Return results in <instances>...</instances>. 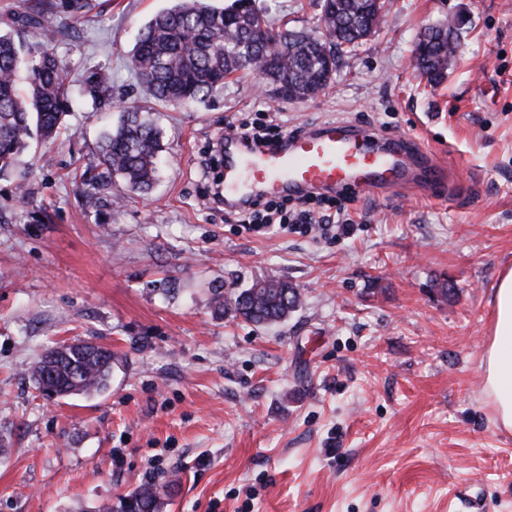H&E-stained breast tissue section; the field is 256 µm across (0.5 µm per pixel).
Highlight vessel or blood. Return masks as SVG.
<instances>
[{"mask_svg":"<svg viewBox=\"0 0 512 512\" xmlns=\"http://www.w3.org/2000/svg\"><path fill=\"white\" fill-rule=\"evenodd\" d=\"M408 185L447 187L440 161L408 137H386L369 127L325 122L267 145L224 142V201L239 204L276 195L301 196L314 190L351 186L373 196Z\"/></svg>","mask_w":512,"mask_h":512,"instance_id":"obj_1","label":"vessel or blood"}]
</instances>
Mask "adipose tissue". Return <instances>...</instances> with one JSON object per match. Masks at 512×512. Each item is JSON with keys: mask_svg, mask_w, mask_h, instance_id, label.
<instances>
[{"mask_svg": "<svg viewBox=\"0 0 512 512\" xmlns=\"http://www.w3.org/2000/svg\"><path fill=\"white\" fill-rule=\"evenodd\" d=\"M493 336L482 356L485 392L497 427L512 433V268L503 271L493 292Z\"/></svg>", "mask_w": 512, "mask_h": 512, "instance_id": "adipose-tissue-1", "label": "adipose tissue"}]
</instances>
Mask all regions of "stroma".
Returning a JSON list of instances; mask_svg holds the SVG:
<instances>
[{
    "instance_id": "stroma-1",
    "label": "stroma",
    "mask_w": 512,
    "mask_h": 512,
    "mask_svg": "<svg viewBox=\"0 0 512 512\" xmlns=\"http://www.w3.org/2000/svg\"><path fill=\"white\" fill-rule=\"evenodd\" d=\"M50 2L71 112L24 184L0 178V512H93L145 483L164 512H512V434L481 364L512 266V0H386L316 96L283 100L249 73L188 107L150 106L129 62L173 0H91L80 16ZM257 4L323 29L318 0ZM448 21L458 52L431 84L414 45ZM96 69L112 107L81 93ZM145 105L163 145L151 192L82 185L101 133ZM273 118L411 137L471 192L356 197L346 234L253 232L214 201L207 162L229 126ZM269 277L302 294L286 321L216 314L214 286ZM83 340L119 351L109 389L46 399L31 365Z\"/></svg>"
}]
</instances>
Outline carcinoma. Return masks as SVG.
<instances>
[{"label":"carcinoma","mask_w":512,"mask_h":512,"mask_svg":"<svg viewBox=\"0 0 512 512\" xmlns=\"http://www.w3.org/2000/svg\"><path fill=\"white\" fill-rule=\"evenodd\" d=\"M320 7L331 38L279 28L278 50L272 52L258 23L274 24L256 0H231L225 6L176 0L144 25L130 53L131 66L150 97L165 105L204 103L224 79L242 71L261 74L286 100H305L329 84L343 49L372 34L384 4L320 0ZM33 24L42 30L35 45L23 43L11 29H0V178L19 168L33 136L53 138L67 115L70 88L51 49L55 31L40 14ZM458 41L455 23L425 29L415 45L420 72L433 82L443 80ZM83 86L95 107L112 105V88L101 71L90 72ZM161 139L144 110H126L117 126L100 136L98 171L89 182L102 190L120 179L135 191H149L157 178ZM214 293L219 312L254 325L282 321L301 305L299 290L273 277L226 294L216 287ZM117 360L116 352L103 344L52 346L31 366V378L46 397H90L108 388ZM163 507L158 487L145 483L121 498L118 507L104 504L96 512H162Z\"/></svg>","instance_id":"1"}]
</instances>
